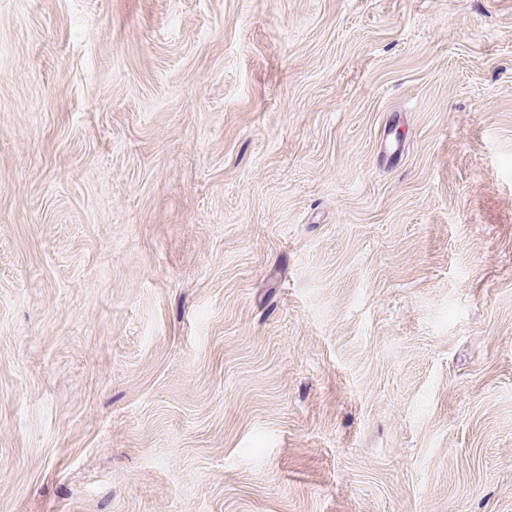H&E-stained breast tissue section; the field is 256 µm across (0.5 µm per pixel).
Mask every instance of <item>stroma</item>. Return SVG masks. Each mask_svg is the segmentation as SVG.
Here are the masks:
<instances>
[{"instance_id": "1", "label": "stroma", "mask_w": 512, "mask_h": 512, "mask_svg": "<svg viewBox=\"0 0 512 512\" xmlns=\"http://www.w3.org/2000/svg\"><path fill=\"white\" fill-rule=\"evenodd\" d=\"M0 512H512V0H0Z\"/></svg>"}]
</instances>
